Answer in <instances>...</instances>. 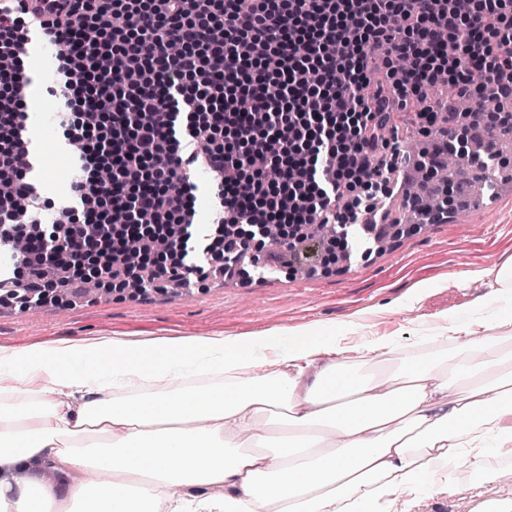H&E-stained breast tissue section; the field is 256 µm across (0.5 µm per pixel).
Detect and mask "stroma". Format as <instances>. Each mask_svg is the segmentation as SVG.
<instances>
[{
    "mask_svg": "<svg viewBox=\"0 0 512 512\" xmlns=\"http://www.w3.org/2000/svg\"><path fill=\"white\" fill-rule=\"evenodd\" d=\"M41 89L28 114L45 155L39 181L41 194L57 203L71 193L79 177L74 149L62 136V115L48 90L57 80L54 69L38 68ZM51 114L42 123V114ZM385 226L378 242L363 257H339L328 270L316 261L291 260L267 246L255 252L247 280L225 277L209 268L190 285L159 283L151 296L129 292H87L67 284L55 297L27 310L0 301V347L45 346L60 340L110 336L131 343L174 336H257L316 323L356 324L343 341L344 355L367 358L365 343L388 336L399 344V356L426 353L424 333L475 306L493 308L505 299L467 275L498 270L512 258V188L499 192L494 205L455 209L446 220L419 224L397 234L392 225L406 207L403 188L382 197Z\"/></svg>",
    "mask_w": 512,
    "mask_h": 512,
    "instance_id": "obj_1",
    "label": "stroma"
}]
</instances>
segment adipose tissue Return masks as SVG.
I'll use <instances>...</instances> for the list:
<instances>
[{
    "label": "adipose tissue",
    "instance_id": "ef3b65f1",
    "mask_svg": "<svg viewBox=\"0 0 512 512\" xmlns=\"http://www.w3.org/2000/svg\"><path fill=\"white\" fill-rule=\"evenodd\" d=\"M509 333L501 307L430 337L467 336L453 359L401 358L371 339L385 374L347 362L343 330L323 324L0 348V512H72L84 497L88 512H386L397 498L417 512L420 474L454 472L467 456L476 477L454 491L484 498L512 458ZM270 355L274 375L258 370ZM88 467L90 487L74 478ZM45 468L59 481L44 482ZM191 485L206 495H180Z\"/></svg>",
    "mask_w": 512,
    "mask_h": 512
}]
</instances>
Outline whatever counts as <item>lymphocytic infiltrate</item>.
I'll use <instances>...</instances> for the list:
<instances>
[{
    "label": "lymphocytic infiltrate",
    "mask_w": 512,
    "mask_h": 512,
    "mask_svg": "<svg viewBox=\"0 0 512 512\" xmlns=\"http://www.w3.org/2000/svg\"><path fill=\"white\" fill-rule=\"evenodd\" d=\"M43 35L59 46L55 96L69 111L65 137L81 142L74 202L50 227L26 179L22 58L27 21L0 5V246L27 239L9 300L39 304L71 278L76 250L96 253V284L147 294L167 278L203 273L214 242L225 270L251 252L240 225L265 234L296 225L361 223L390 189L395 114L418 104L430 135L448 122L441 151L462 154L471 129L512 135V0H65ZM449 85L498 108L430 105ZM217 186L218 223L194 224L197 166ZM112 172L100 181L101 170ZM181 183L173 204L167 188ZM141 249L165 241L176 267L141 274L121 238Z\"/></svg>",
    "instance_id": "1"
}]
</instances>
